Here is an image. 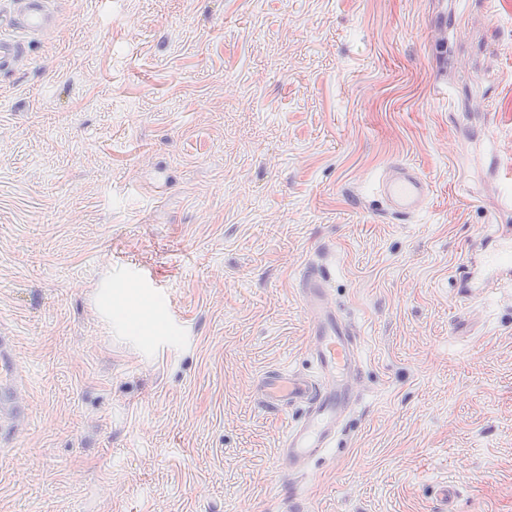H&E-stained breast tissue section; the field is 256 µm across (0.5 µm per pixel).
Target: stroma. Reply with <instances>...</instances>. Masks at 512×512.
I'll use <instances>...</instances> for the list:
<instances>
[{"label": "stroma", "instance_id": "35a3bbf8", "mask_svg": "<svg viewBox=\"0 0 512 512\" xmlns=\"http://www.w3.org/2000/svg\"><path fill=\"white\" fill-rule=\"evenodd\" d=\"M0 73V512H512V0H55ZM432 187L390 215V163ZM323 265L358 400L279 464ZM494 245L492 253L486 262L483 253ZM478 249H474L468 260L457 269L456 279L459 288H466L464 294L482 292L496 288L505 283L512 284V237L497 238L493 234L483 236ZM472 250V251H473Z\"/></svg>", "mask_w": 512, "mask_h": 512}]
</instances>
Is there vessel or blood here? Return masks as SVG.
I'll list each match as a JSON object with an SVG mask.
<instances>
[{
  "instance_id": "vessel-or-blood-1",
  "label": "vessel or blood",
  "mask_w": 512,
  "mask_h": 512,
  "mask_svg": "<svg viewBox=\"0 0 512 512\" xmlns=\"http://www.w3.org/2000/svg\"><path fill=\"white\" fill-rule=\"evenodd\" d=\"M52 22V0H7L0 7V23L17 29L18 34L0 36V72L11 69L23 54L26 36L42 33ZM378 190L390 212L398 216L420 211L430 195L426 178L404 163L392 166L379 179ZM456 279L469 295L512 284V237L483 236L477 253L458 268ZM299 293L309 320V353L316 373H274L261 381L265 408L283 411L299 405L304 409L280 450L282 461L292 468L307 465L331 448L358 398L360 373L356 335L330 299L323 266L311 262L302 267Z\"/></svg>"
}]
</instances>
